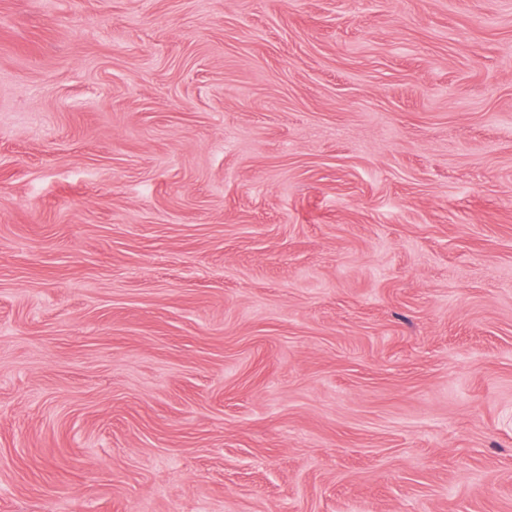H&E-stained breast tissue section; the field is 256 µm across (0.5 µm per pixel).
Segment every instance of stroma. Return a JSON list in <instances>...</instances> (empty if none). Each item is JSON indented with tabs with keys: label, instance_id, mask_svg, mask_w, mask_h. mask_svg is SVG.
Masks as SVG:
<instances>
[{
	"label": "stroma",
	"instance_id": "35a3bbf8",
	"mask_svg": "<svg viewBox=\"0 0 512 512\" xmlns=\"http://www.w3.org/2000/svg\"><path fill=\"white\" fill-rule=\"evenodd\" d=\"M0 512H512V0H0Z\"/></svg>",
	"mask_w": 512,
	"mask_h": 512
}]
</instances>
